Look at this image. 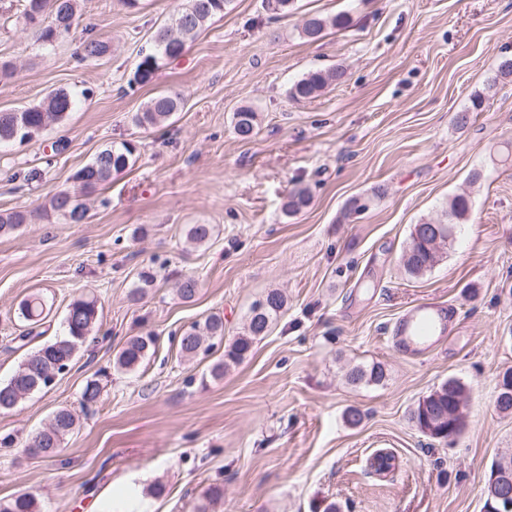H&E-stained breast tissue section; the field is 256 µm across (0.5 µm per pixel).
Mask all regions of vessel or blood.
<instances>
[{"mask_svg": "<svg viewBox=\"0 0 512 512\" xmlns=\"http://www.w3.org/2000/svg\"><path fill=\"white\" fill-rule=\"evenodd\" d=\"M448 334V309L434 303H419L394 323L391 335L397 350L407 357L429 352Z\"/></svg>", "mask_w": 512, "mask_h": 512, "instance_id": "1", "label": "vessel or blood"}]
</instances>
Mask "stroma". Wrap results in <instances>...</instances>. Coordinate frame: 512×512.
I'll list each match as a JSON object with an SVG mask.
<instances>
[{"label": "stroma", "mask_w": 512, "mask_h": 512, "mask_svg": "<svg viewBox=\"0 0 512 512\" xmlns=\"http://www.w3.org/2000/svg\"><path fill=\"white\" fill-rule=\"evenodd\" d=\"M185 0H81L77 28L43 50L13 6L0 19V111L39 103L56 89L78 108L32 140L0 147V212L41 210L0 236V382L35 350L21 344L14 310L47 299L42 340L63 332L68 304L95 295L99 321L67 373L48 390L0 412V501L33 495L40 512H195L203 493L224 490L220 512H481L489 469L512 457V415L495 401L512 370V77L487 87L512 57V0H296L276 17L264 0H230L152 82L132 83L157 28ZM311 13L348 14L347 28L301 37ZM107 54L79 61L84 26ZM344 79L316 98L288 91L316 69ZM182 108L162 125L133 117L157 91ZM483 95L481 109L472 100ZM258 114L240 140L232 117ZM470 110V121L455 117ZM137 147L134 166L86 197L87 218L68 224L50 196L109 145ZM312 201L294 216V187ZM384 187L378 197L374 188ZM467 193L470 215L442 259L405 274L412 225L437 222L449 197ZM363 208L346 215L351 200ZM209 224L201 246L185 241ZM155 286L136 303L140 272ZM194 276L192 301L176 284ZM287 299L270 333L222 379L210 368L243 331L269 289ZM437 301L455 321L446 341L408 359L386 327L410 306ZM224 338L181 358L176 340L211 313ZM153 333L156 352L139 369L115 371L130 337ZM381 364L378 384H350L349 368ZM99 403L82 411L86 381ZM467 390V424L445 441L423 435L411 409L448 379ZM62 407L80 423L56 457L24 451ZM363 415L350 426L345 413ZM13 444H4V437ZM393 455L371 471L374 453Z\"/></svg>", "instance_id": "1"}]
</instances>
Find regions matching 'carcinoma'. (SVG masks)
Segmentation results:
<instances>
[{"label": "carcinoma", "instance_id": "carcinoma-1", "mask_svg": "<svg viewBox=\"0 0 512 512\" xmlns=\"http://www.w3.org/2000/svg\"><path fill=\"white\" fill-rule=\"evenodd\" d=\"M230 0H187L170 26L159 28L148 52L144 53L136 65L134 80L150 82L165 60L181 57L187 42L195 39L203 27L215 16L224 12ZM23 18L25 24L35 29L38 41L45 46L53 45L56 31L64 29L69 33L77 23L76 0H24ZM349 24V16L342 13L332 17L311 14L303 22L300 34L308 41L320 40L327 29H344ZM108 51L107 43L93 37L82 41L81 60H96ZM344 71L336 67L329 70H316L307 73L289 89V97L297 102L317 97L330 84L340 80ZM76 97L67 90L49 93L42 102L20 111L0 112V143L24 142L32 139L49 123H59L73 111ZM180 107L179 97L170 93H157L135 115V122L142 127H155L167 122ZM256 113L243 107L234 113V132L247 141L255 135ZM135 148L129 143L112 145L99 151L95 157L79 169L75 180L85 194L97 191L112 178L135 163ZM312 200L306 187L289 192L283 205L284 214L295 215L307 208ZM50 209L69 224H81L87 216V208L79 196L67 189L55 192L50 199ZM471 210L470 197L458 194L448 200L443 225L454 233L456 225L466 220ZM30 215L22 211L0 212V235L9 234L28 223ZM212 227L209 224H192L188 228V238L197 243L209 240ZM429 237L416 235L411 229L403 254V267L411 276L418 277L432 270L440 261L438 251L429 250ZM284 308V297L277 290H270L255 301L247 317L245 333L237 337L224 350V357L215 361L210 375L215 379L224 377V369L241 362L259 337L268 333L271 324L277 320ZM46 303L38 294L21 299L17 306V317L23 323L24 331L19 336L22 342L34 339L33 328L47 317ZM99 320L98 300L95 296L82 295L68 305L64 317V333L45 342L29 354L19 365L16 373L6 383H0V412L16 407L27 396L51 387L62 369L70 366L78 350L85 344ZM207 339H224V316L210 314L202 323L192 324L178 339L180 352L190 358L200 352H209L211 346H203ZM157 338L148 333L132 336L118 350L113 368L120 372L135 371L147 357L155 352ZM385 378L384 369L379 364L370 367H354L348 373L353 384L379 383ZM101 392L99 380L86 381L81 393V406L85 409L96 404ZM466 388L455 379L441 384L437 389L420 399L410 412V421L418 429L422 428V418H427L434 427L445 429L455 423V432L466 426L464 411ZM496 407L502 413H512V371L504 374L496 399ZM77 421L68 408L58 409L50 424L35 432L25 443V451L45 458L58 454L67 436L74 433ZM224 495L219 486L208 488L203 500L196 506V512H210V508ZM0 512H40L36 499L28 494H20L0 503Z\"/></svg>", "mask_w": 512, "mask_h": 512}]
</instances>
